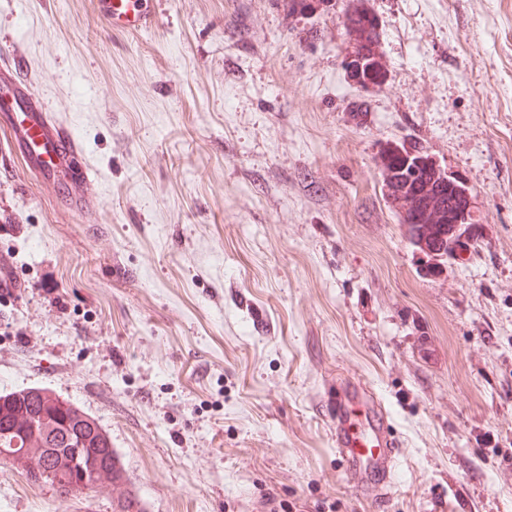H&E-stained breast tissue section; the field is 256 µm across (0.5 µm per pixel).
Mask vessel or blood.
Wrapping results in <instances>:
<instances>
[{
  "label": "vessel or blood",
  "instance_id": "obj_1",
  "mask_svg": "<svg viewBox=\"0 0 512 512\" xmlns=\"http://www.w3.org/2000/svg\"><path fill=\"white\" fill-rule=\"evenodd\" d=\"M107 28L139 34L151 29L153 0H96ZM0 131L10 151L41 185L60 192L67 210L79 215L96 208L87 186L93 169L71 129L52 117L24 74L13 48L0 47ZM323 402L344 478L351 490L371 501L386 498L403 442L382 404L357 378L328 383Z\"/></svg>",
  "mask_w": 512,
  "mask_h": 512
}]
</instances>
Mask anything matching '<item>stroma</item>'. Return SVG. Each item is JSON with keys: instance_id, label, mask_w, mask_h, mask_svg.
<instances>
[{"instance_id": "35a3bbf8", "label": "stroma", "mask_w": 512, "mask_h": 512, "mask_svg": "<svg viewBox=\"0 0 512 512\" xmlns=\"http://www.w3.org/2000/svg\"><path fill=\"white\" fill-rule=\"evenodd\" d=\"M0 0V43L99 174L68 212L0 149V394L109 434L147 512H512V0ZM377 23L382 81L347 69ZM370 109L361 112L359 100ZM423 145L479 233L431 268L381 159ZM359 375L406 448L346 485L322 389ZM0 462V512H112ZM107 28L113 33L139 34L151 29L153 0H96Z\"/></svg>"}]
</instances>
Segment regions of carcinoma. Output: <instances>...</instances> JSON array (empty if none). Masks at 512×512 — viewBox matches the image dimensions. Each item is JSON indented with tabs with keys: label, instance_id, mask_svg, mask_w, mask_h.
Wrapping results in <instances>:
<instances>
[{
	"label": "carcinoma",
	"instance_id": "carcinoma-1",
	"mask_svg": "<svg viewBox=\"0 0 512 512\" xmlns=\"http://www.w3.org/2000/svg\"><path fill=\"white\" fill-rule=\"evenodd\" d=\"M421 162L413 172L404 170L407 159ZM386 185L391 194H418L425 192L418 210H408L403 218L408 241L416 249L434 260L448 254V223L441 222L448 211L444 196L465 195L464 187L454 180H444L435 167L427 162L421 149L413 146L392 153ZM60 399L44 389L33 388L1 394L0 405L18 418V423L0 420V460L19 453L33 436L45 440L51 455L82 457L85 448H103L110 442L108 434L88 413L67 402L65 409L57 407ZM49 482L56 492L68 496L76 491L93 487L90 473L76 466L72 469L48 465ZM112 512H146L136 496L129 492L112 498Z\"/></svg>",
	"mask_w": 512,
	"mask_h": 512
}]
</instances>
